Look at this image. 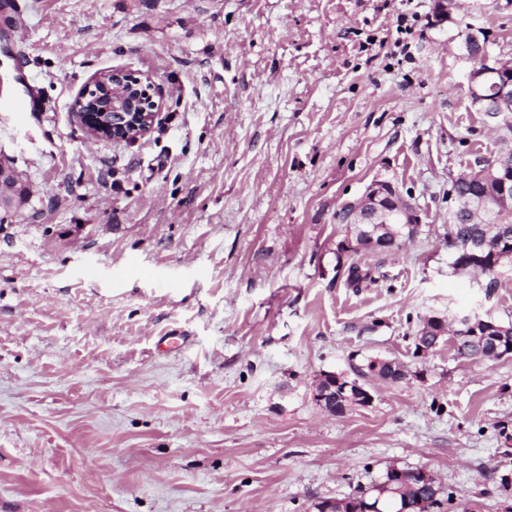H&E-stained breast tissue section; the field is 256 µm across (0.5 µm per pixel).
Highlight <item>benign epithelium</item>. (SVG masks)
Wrapping results in <instances>:
<instances>
[{"label": "benign epithelium", "instance_id": "obj_1", "mask_svg": "<svg viewBox=\"0 0 512 512\" xmlns=\"http://www.w3.org/2000/svg\"><path fill=\"white\" fill-rule=\"evenodd\" d=\"M460 0H436L435 13L440 22H457ZM465 57L474 62L467 76L468 94L471 103L479 112H512V62L500 59L489 62V54L472 53ZM494 85L495 95L488 97L486 87ZM162 93L154 90L147 78L135 74L105 72L97 76L76 97L72 106V117L87 138L98 141L134 143L152 132L162 101ZM504 165L491 163L484 168L462 176L464 182H479L484 190L476 195L457 198V208L462 211L468 224H485L494 229L507 223L512 215V173H502ZM347 217L346 240L353 242L361 237L363 246L370 250L379 248L377 235L381 230L389 231L393 237H403L409 228L419 227L421 219L417 208L403 199L394 184L374 181L364 194L344 204ZM436 336L451 334L463 337L471 329L484 328V333L493 335V347L486 350V357L499 359L512 356V344L500 343L497 326L490 315L476 312L463 313L453 319L457 328L448 330V318L432 317ZM354 388L355 404L365 406L372 402L373 395L361 379L346 383ZM336 393V373L320 374L313 392V399L321 408H326L328 397ZM404 478V471L392 467L384 475V481L359 488L350 496L353 512H375L377 507L368 503V497L383 493Z\"/></svg>", "mask_w": 512, "mask_h": 512}]
</instances>
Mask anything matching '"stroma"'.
Returning a JSON list of instances; mask_svg holds the SVG:
<instances>
[{
  "mask_svg": "<svg viewBox=\"0 0 512 512\" xmlns=\"http://www.w3.org/2000/svg\"><path fill=\"white\" fill-rule=\"evenodd\" d=\"M473 23L512 60V0ZM0 24V512H311L387 468H424L448 512L512 506V358L414 353L421 318L512 322L450 266L448 188L512 150L476 111L435 0H25ZM406 31H398V22ZM164 91L140 141L71 116L107 71ZM376 180L419 210L398 250L353 262L336 214ZM372 358L406 380L332 416L320 373ZM16 81L22 83L21 79L18 77ZM23 87V96L19 103L8 101L7 105L15 112H43V101L40 90L30 84H23Z\"/></svg>",
  "mask_w": 512,
  "mask_h": 512,
  "instance_id": "1",
  "label": "stroma"
}]
</instances>
